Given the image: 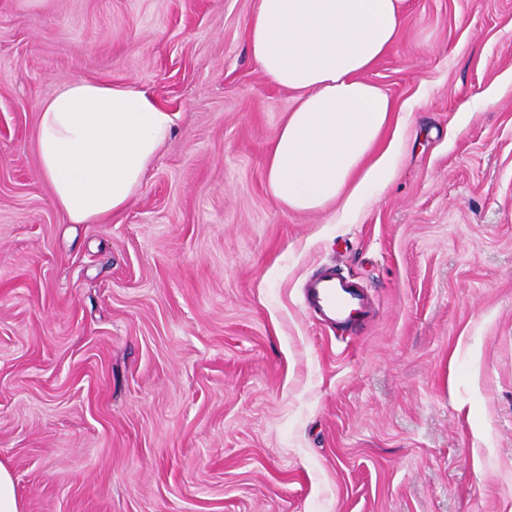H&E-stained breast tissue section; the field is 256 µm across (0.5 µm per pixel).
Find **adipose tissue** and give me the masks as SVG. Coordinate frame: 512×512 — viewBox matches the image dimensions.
<instances>
[{
  "label": "adipose tissue",
  "instance_id": "1",
  "mask_svg": "<svg viewBox=\"0 0 512 512\" xmlns=\"http://www.w3.org/2000/svg\"><path fill=\"white\" fill-rule=\"evenodd\" d=\"M409 0H255L254 60L295 94L267 158L274 201L347 214L367 186L386 185L401 139L393 100L364 74L398 42ZM174 115L133 82L74 80L40 107V168L74 224H108L136 199Z\"/></svg>",
  "mask_w": 512,
  "mask_h": 512
}]
</instances>
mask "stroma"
Masks as SVG:
<instances>
[{
    "mask_svg": "<svg viewBox=\"0 0 512 512\" xmlns=\"http://www.w3.org/2000/svg\"><path fill=\"white\" fill-rule=\"evenodd\" d=\"M255 0H0V463L23 512H512V0H410L366 74L395 174L297 212L266 156L294 94ZM175 115L109 224L36 148L68 80ZM333 268L371 314L303 304Z\"/></svg>",
    "mask_w": 512,
    "mask_h": 512,
    "instance_id": "35a3bbf8",
    "label": "stroma"
}]
</instances>
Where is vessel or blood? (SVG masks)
Here are the masks:
<instances>
[{"label":"vessel or blood","instance_id":"obj_1","mask_svg":"<svg viewBox=\"0 0 512 512\" xmlns=\"http://www.w3.org/2000/svg\"><path fill=\"white\" fill-rule=\"evenodd\" d=\"M305 299L310 309L333 325L358 322L366 312L364 298L355 285L332 270L306 284Z\"/></svg>","mask_w":512,"mask_h":512}]
</instances>
